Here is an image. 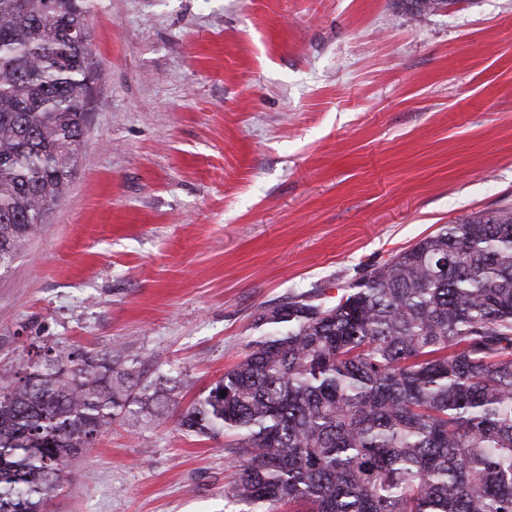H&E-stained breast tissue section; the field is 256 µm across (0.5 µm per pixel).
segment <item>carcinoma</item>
Returning <instances> with one entry per match:
<instances>
[{
    "mask_svg": "<svg viewBox=\"0 0 512 512\" xmlns=\"http://www.w3.org/2000/svg\"><path fill=\"white\" fill-rule=\"evenodd\" d=\"M453 0H402L414 17ZM90 0H0V271L72 180L88 114ZM292 295L189 431L239 436L232 498L259 512H512V208L466 216L361 279ZM108 353L0 377V512H42L62 472L147 394ZM226 396H221V393Z\"/></svg>",
    "mask_w": 512,
    "mask_h": 512,
    "instance_id": "1",
    "label": "carcinoma"
}]
</instances>
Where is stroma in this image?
I'll use <instances>...</instances> for the list:
<instances>
[{
  "instance_id": "stroma-1",
  "label": "stroma",
  "mask_w": 512,
  "mask_h": 512,
  "mask_svg": "<svg viewBox=\"0 0 512 512\" xmlns=\"http://www.w3.org/2000/svg\"><path fill=\"white\" fill-rule=\"evenodd\" d=\"M64 198L0 272V375L46 349L173 388L73 460L44 512H241L230 435L179 415L288 295L512 206V0H93ZM405 10L413 17H422L427 14L444 10L456 0H401ZM411 5V7L409 6Z\"/></svg>"
}]
</instances>
